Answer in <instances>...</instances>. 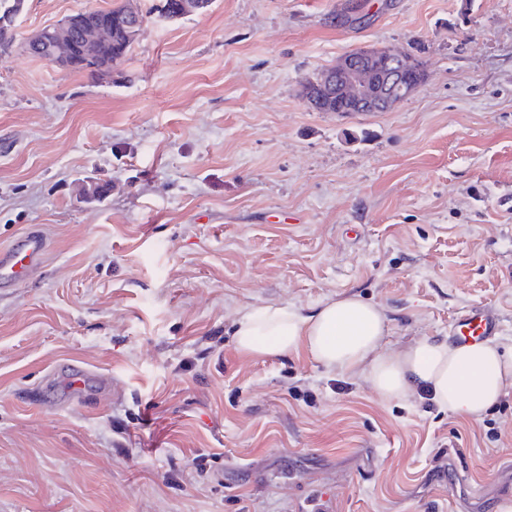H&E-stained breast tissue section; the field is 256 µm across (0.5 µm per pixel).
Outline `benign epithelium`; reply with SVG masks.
<instances>
[{
	"label": "benign epithelium",
	"mask_w": 512,
	"mask_h": 512,
	"mask_svg": "<svg viewBox=\"0 0 512 512\" xmlns=\"http://www.w3.org/2000/svg\"><path fill=\"white\" fill-rule=\"evenodd\" d=\"M123 13L121 24L108 13L81 28L72 27L67 18L62 19L53 26L51 63L69 66L77 61V51L89 60L97 43L119 33L135 40L142 17L137 0H124ZM411 70V61L400 51L390 49L379 56L366 49L357 50L325 70L320 79L321 90L336 99L338 112L350 108L362 113L385 112L420 87Z\"/></svg>",
	"instance_id": "obj_1"
}]
</instances>
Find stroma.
<instances>
[{
  "instance_id": "stroma-1",
  "label": "stroma",
  "mask_w": 512,
  "mask_h": 512,
  "mask_svg": "<svg viewBox=\"0 0 512 512\" xmlns=\"http://www.w3.org/2000/svg\"><path fill=\"white\" fill-rule=\"evenodd\" d=\"M119 2L26 0L0 51V247L49 244L0 295V512L511 504L512 390L478 421L387 403L305 349L242 353L233 325L355 295L397 349L474 306L512 345V0H213L176 21L141 0L111 77L25 52ZM365 47L419 55L418 91L312 111L304 79ZM66 362L111 387L45 388Z\"/></svg>"
}]
</instances>
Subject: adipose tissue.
Masks as SVG:
<instances>
[{"instance_id": "obj_1", "label": "adipose tissue", "mask_w": 512, "mask_h": 512, "mask_svg": "<svg viewBox=\"0 0 512 512\" xmlns=\"http://www.w3.org/2000/svg\"><path fill=\"white\" fill-rule=\"evenodd\" d=\"M382 308L355 296L336 298L303 314L288 306L240 312L234 336L246 354L306 348L323 366L364 379L383 401L425 389L439 408L474 421L512 389V353L500 343L457 346L424 337L403 349L389 346Z\"/></svg>"}]
</instances>
